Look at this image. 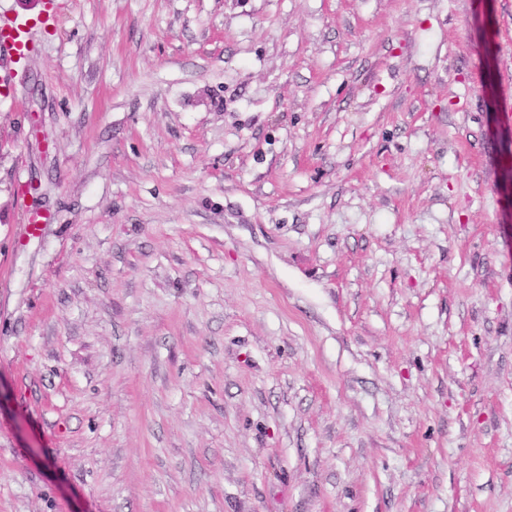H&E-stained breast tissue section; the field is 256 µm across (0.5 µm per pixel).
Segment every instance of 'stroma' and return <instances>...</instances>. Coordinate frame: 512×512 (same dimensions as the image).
I'll list each match as a JSON object with an SVG mask.
<instances>
[{"label":"stroma","mask_w":512,"mask_h":512,"mask_svg":"<svg viewBox=\"0 0 512 512\" xmlns=\"http://www.w3.org/2000/svg\"><path fill=\"white\" fill-rule=\"evenodd\" d=\"M57 2L0 0V512H512V0ZM29 30L18 18L0 16V87L9 89L16 76L15 65L28 42Z\"/></svg>","instance_id":"stroma-1"}]
</instances>
